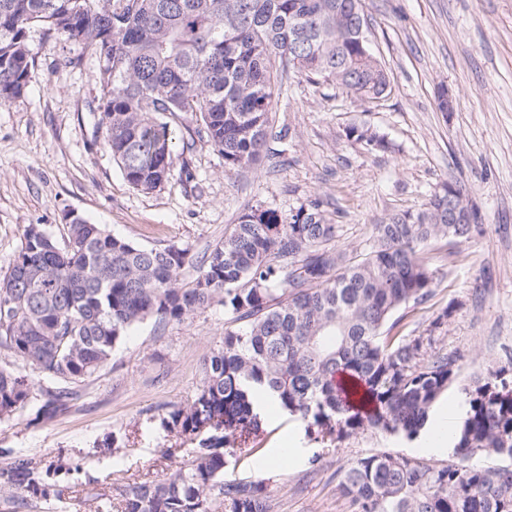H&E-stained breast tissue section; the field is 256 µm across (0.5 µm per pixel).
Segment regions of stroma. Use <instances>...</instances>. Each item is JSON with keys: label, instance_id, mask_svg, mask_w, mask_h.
Instances as JSON below:
<instances>
[{"label": "stroma", "instance_id": "35a3bbf8", "mask_svg": "<svg viewBox=\"0 0 512 512\" xmlns=\"http://www.w3.org/2000/svg\"><path fill=\"white\" fill-rule=\"evenodd\" d=\"M367 37L389 89L362 103L331 80L289 72L270 115L274 156L228 172L219 152L196 133L191 116L170 118L175 163L164 184L143 193L123 178L101 122L100 69L83 44L33 28L36 56L25 93L0 105V272L26 225L62 234L74 213L112 234L148 246L171 243L202 259L254 205L290 214L316 201L342 231L335 249L366 252L376 224L425 209L447 182L465 186L483 234L461 244L454 264H435L436 294L411 309L408 329L423 331L450 301L461 307L438 347L460 353L448 405L512 347V0H364ZM448 89L450 112L438 95ZM352 125L384 134L387 152L348 139ZM230 323L220 304L181 323L150 318L133 327L97 374L77 388L67 412L37 423L31 411L0 423V452L72 465L64 502L21 505L0 495V512H98L133 481H167L186 456L185 442L160 420L186 404L203 361ZM259 437L238 447L226 477L270 479L273 512H350L338 483L355 460L379 452L442 465L455 451L431 453L411 439L368 429L340 441L311 439L301 419L267 404ZM321 454L318 469L308 459Z\"/></svg>", "mask_w": 512, "mask_h": 512}]
</instances>
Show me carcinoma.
Returning <instances> with one entry per match:
<instances>
[{"instance_id":"1","label":"carcinoma","mask_w":512,"mask_h":512,"mask_svg":"<svg viewBox=\"0 0 512 512\" xmlns=\"http://www.w3.org/2000/svg\"><path fill=\"white\" fill-rule=\"evenodd\" d=\"M350 0H0V105L21 97L39 27L79 41L98 59L102 124L124 179L151 193L175 160L162 115L200 117L224 170L256 163L272 134L276 86L292 68L312 81L362 85L384 95L388 74L367 55L358 27L336 21ZM371 151L385 135L351 128ZM339 227L320 203L283 215L261 205L243 213L202 261L187 246H146L81 219L58 238L40 224L0 274V421L26 408L48 422L65 413L73 385L101 370L136 324L153 316L181 323L218 302L239 324L204 360L202 382L160 421L198 441L176 475L119 488L125 512H272L268 484L226 479L236 450L262 427L259 399L277 404L322 443L373 428L415 437L430 408L457 379L459 355L435 347L456 311L450 302L418 335H405L407 309L434 294L431 267L482 225L448 223V189L413 216L376 225L361 257L336 252ZM39 376L34 382L27 371ZM365 389L372 411L342 396L336 376ZM456 453L512 458V356L466 390ZM62 466L21 456L0 462V493L23 503L61 502L71 492ZM339 487L353 512H512V466L433 465L399 454L358 459Z\"/></svg>"}]
</instances>
